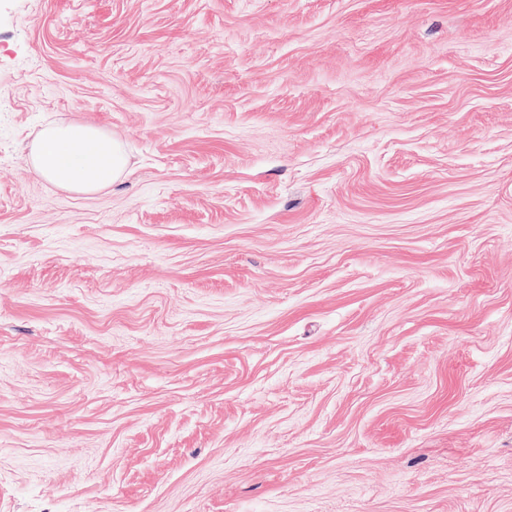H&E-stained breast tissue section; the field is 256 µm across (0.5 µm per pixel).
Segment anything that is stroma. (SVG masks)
Returning a JSON list of instances; mask_svg holds the SVG:
<instances>
[{"instance_id":"stroma-1","label":"stroma","mask_w":512,"mask_h":512,"mask_svg":"<svg viewBox=\"0 0 512 512\" xmlns=\"http://www.w3.org/2000/svg\"><path fill=\"white\" fill-rule=\"evenodd\" d=\"M0 512H512V0H0ZM30 168L37 176L78 194H91L119 181L128 159L112 135L74 122L49 123L30 149Z\"/></svg>"}]
</instances>
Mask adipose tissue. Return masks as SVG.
Masks as SVG:
<instances>
[{
	"instance_id": "obj_1",
	"label": "adipose tissue",
	"mask_w": 512,
	"mask_h": 512,
	"mask_svg": "<svg viewBox=\"0 0 512 512\" xmlns=\"http://www.w3.org/2000/svg\"><path fill=\"white\" fill-rule=\"evenodd\" d=\"M128 159L123 144L89 125L53 122L30 149L34 174L78 194H91L119 181Z\"/></svg>"
}]
</instances>
